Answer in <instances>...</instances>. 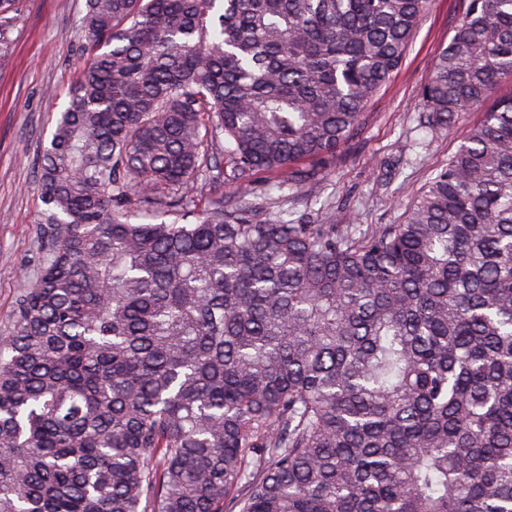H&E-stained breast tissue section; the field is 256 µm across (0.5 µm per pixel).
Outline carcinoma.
I'll list each match as a JSON object with an SVG mask.
<instances>
[{
  "instance_id": "1",
  "label": "carcinoma",
  "mask_w": 512,
  "mask_h": 512,
  "mask_svg": "<svg viewBox=\"0 0 512 512\" xmlns=\"http://www.w3.org/2000/svg\"><path fill=\"white\" fill-rule=\"evenodd\" d=\"M429 4L86 0L0 336V512H512V96L400 224L256 219L260 174L336 163ZM506 75L512 0H468L422 128Z\"/></svg>"
}]
</instances>
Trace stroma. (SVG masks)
Returning <instances> with one entry per match:
<instances>
[{
	"mask_svg": "<svg viewBox=\"0 0 512 512\" xmlns=\"http://www.w3.org/2000/svg\"><path fill=\"white\" fill-rule=\"evenodd\" d=\"M466 7V0H432L401 68L366 104L358 130L319 185L278 176L290 209L323 223L316 202L322 194L332 200L336 224L364 232L404 220L408 205L455 152L463 127L482 115L468 112L438 134L417 121L421 88ZM84 14L85 0H20L0 45V331L11 323L36 258L43 205L34 164L89 55Z\"/></svg>",
	"mask_w": 512,
	"mask_h": 512,
	"instance_id": "35a3bbf8",
	"label": "stroma"
}]
</instances>
